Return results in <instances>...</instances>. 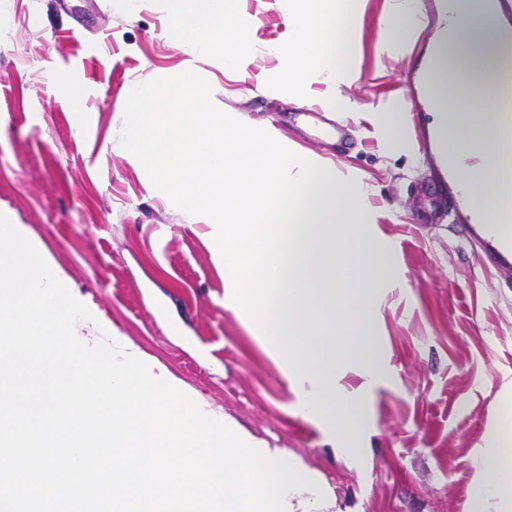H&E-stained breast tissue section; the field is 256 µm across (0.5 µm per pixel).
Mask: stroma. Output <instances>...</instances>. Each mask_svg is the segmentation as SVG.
I'll return each mask as SVG.
<instances>
[{
	"mask_svg": "<svg viewBox=\"0 0 512 512\" xmlns=\"http://www.w3.org/2000/svg\"><path fill=\"white\" fill-rule=\"evenodd\" d=\"M389 0H366L360 77L284 84L288 0H239L251 34L239 70L191 57L170 33L169 0H0V213L26 225L118 335L163 364L194 397L321 472L350 512H468L472 454L512 381V272L492 266L465 229L464 205L430 150L427 110L405 112L411 153L391 149L381 118L431 39L391 48ZM192 70L213 104L371 188L369 229L392 277L375 318L385 381L370 400L363 461L332 449L297 411L298 394L240 317L211 228L151 184L120 145L129 91ZM84 100L72 112L56 73ZM341 94L355 129L346 150L296 107Z\"/></svg>",
	"mask_w": 512,
	"mask_h": 512,
	"instance_id": "1",
	"label": "stroma"
}]
</instances>
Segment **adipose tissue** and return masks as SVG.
<instances>
[{
	"instance_id": "obj_1",
	"label": "adipose tissue",
	"mask_w": 512,
	"mask_h": 512,
	"mask_svg": "<svg viewBox=\"0 0 512 512\" xmlns=\"http://www.w3.org/2000/svg\"><path fill=\"white\" fill-rule=\"evenodd\" d=\"M171 32L185 53L193 56L222 53L226 70H237L251 41L238 21L236 0H173ZM365 0H288L293 38L269 47V54L287 59L284 82L301 86L320 77L349 84L360 76L354 32L364 13ZM438 25L448 31L439 53L441 98L433 112L448 100L459 105L448 120V152L472 158L460 174L455 190L471 201L482 223H492L501 202L495 190L499 89L512 84V43L503 40L506 25L491 19L487 0H448ZM470 73L469 82L455 86L457 69ZM474 476L469 512H512V382L502 391L498 415L482 445L472 455Z\"/></svg>"
}]
</instances>
